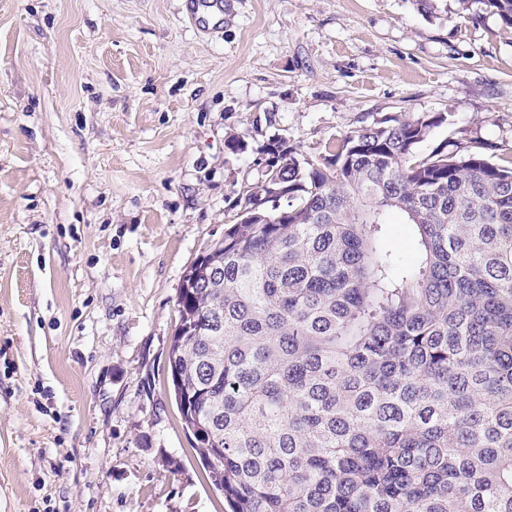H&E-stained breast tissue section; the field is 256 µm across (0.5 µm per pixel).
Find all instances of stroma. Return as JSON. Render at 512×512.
<instances>
[{"label": "stroma", "instance_id": "35a3bbf8", "mask_svg": "<svg viewBox=\"0 0 512 512\" xmlns=\"http://www.w3.org/2000/svg\"><path fill=\"white\" fill-rule=\"evenodd\" d=\"M512 146V29L474 4L0 0V512H225L168 353L186 268L275 135L385 115ZM245 148H226L227 134ZM183 12L198 30L209 34L224 29V11L228 0H183Z\"/></svg>", "mask_w": 512, "mask_h": 512}]
</instances>
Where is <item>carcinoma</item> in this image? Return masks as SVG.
Segmentation results:
<instances>
[{
  "label": "carcinoma",
  "instance_id": "carcinoma-1",
  "mask_svg": "<svg viewBox=\"0 0 512 512\" xmlns=\"http://www.w3.org/2000/svg\"><path fill=\"white\" fill-rule=\"evenodd\" d=\"M451 124L386 115L314 159L270 139L187 268L169 371L230 512H512V154L418 155ZM393 224L388 229V239L390 244L401 252L405 257L413 255L412 230L407 224H400L399 217L392 218Z\"/></svg>",
  "mask_w": 512,
  "mask_h": 512
}]
</instances>
